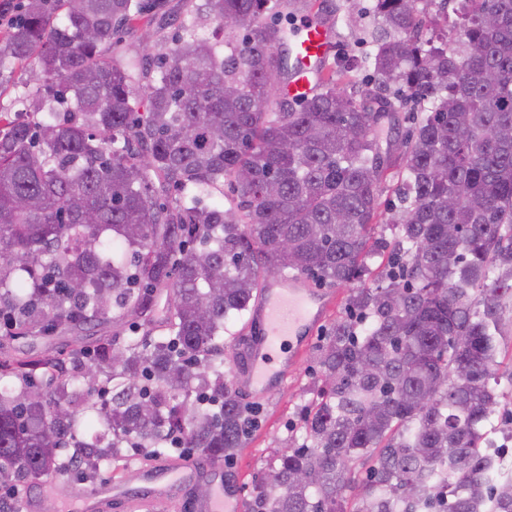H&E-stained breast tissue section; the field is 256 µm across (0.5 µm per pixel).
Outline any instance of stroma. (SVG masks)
<instances>
[{"label": "stroma", "instance_id": "35a3bbf8", "mask_svg": "<svg viewBox=\"0 0 512 512\" xmlns=\"http://www.w3.org/2000/svg\"><path fill=\"white\" fill-rule=\"evenodd\" d=\"M200 0H172L175 18L168 23L140 21L132 29L120 32V46L131 49L139 43H147L155 51L169 48L181 32L180 22L189 18ZM317 6L330 16L337 29L334 53L336 57L368 56L373 48V37L377 23L372 14L373 0H316ZM338 303L325 319L312 331V338L301 356L300 363L288 377L287 383L273 387L261 398L245 395L244 400L253 404L257 411L254 427L244 438V446L235 457L224 462V476L231 481L241 495H248L255 476L261 474L272 448L288 438L301 439L298 412L311 402V388L319 375V366L314 359L316 348L327 336L331 325L348 314L347 289L337 291ZM506 332L500 339V374L496 390L500 395L498 412L492 417L489 428L499 444L504 448L502 459L504 467L512 471V300L505 302ZM143 326L135 319L126 317L97 327L93 334L75 337L62 332L51 341L35 340L34 344L16 341L18 349L33 347L35 353H42L46 347L55 350H70L81 345L85 350L96 348L99 341L114 335L130 341L142 336ZM140 456L133 455L124 462L113 466L111 471H100L85 477L68 472L48 478L34 486H14L12 481L0 482V496L6 492L18 490L20 499H35L40 503L42 512H66L70 495L80 489H90L104 483L115 485L130 481L132 472L141 466Z\"/></svg>", "mask_w": 512, "mask_h": 512}]
</instances>
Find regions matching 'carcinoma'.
I'll list each match as a JSON object with an SVG mask.
<instances>
[{
	"mask_svg": "<svg viewBox=\"0 0 512 512\" xmlns=\"http://www.w3.org/2000/svg\"><path fill=\"white\" fill-rule=\"evenodd\" d=\"M168 2L27 0L0 40V77L32 75L24 110L0 113L5 337L114 315L148 330L101 342L92 366L81 347L0 351V478L94 473L175 437L206 461L235 456L251 420L224 378V322L291 270L349 288L351 313L317 349L303 443L272 451L247 512H512L486 430L512 298V0H458L452 48L435 0H374L380 85L338 90L350 60L295 101L278 19L314 0H203L168 51L104 53ZM208 20L223 39L198 34ZM148 57L157 74L141 87ZM387 84L424 105L395 149L376 132L396 122ZM392 169L404 187L389 241L375 228ZM225 179L235 206L202 204ZM375 256L387 265L369 288ZM163 292L167 334L153 336Z\"/></svg>",
	"mask_w": 512,
	"mask_h": 512,
	"instance_id": "cac0c4a2",
	"label": "carcinoma"
}]
</instances>
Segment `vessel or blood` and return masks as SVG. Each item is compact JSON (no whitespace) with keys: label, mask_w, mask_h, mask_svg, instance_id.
I'll return each instance as SVG.
<instances>
[{"label":"vessel or blood","mask_w":512,"mask_h":512,"mask_svg":"<svg viewBox=\"0 0 512 512\" xmlns=\"http://www.w3.org/2000/svg\"><path fill=\"white\" fill-rule=\"evenodd\" d=\"M333 45L332 28L313 15H306L290 42L291 52L303 61L304 67L290 83L289 97L299 98L317 90ZM333 304L332 293L304 287L295 277L279 276L267 281L252 310L256 333L241 351L239 385L262 395L284 383L309 341L311 328L322 321ZM222 471V465L217 463L198 465L162 459L134 470L133 491L106 485L81 493L71 512H111L116 502L129 512H149L153 507L187 500L189 488L200 481L213 483L214 490L207 496L187 500L193 512H242L240 496L225 487Z\"/></svg>","instance_id":"1"}]
</instances>
